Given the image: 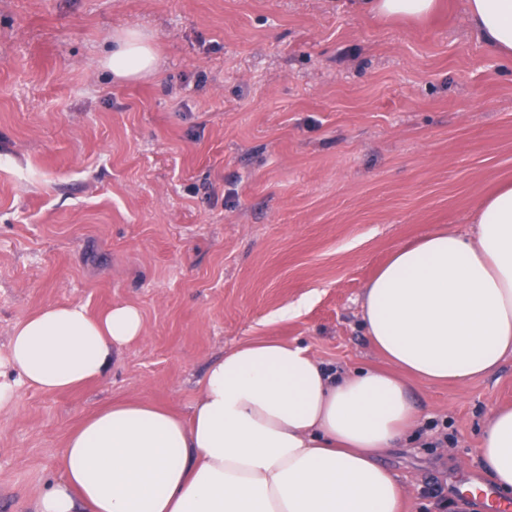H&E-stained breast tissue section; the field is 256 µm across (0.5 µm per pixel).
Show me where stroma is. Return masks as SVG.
<instances>
[{"label": "stroma", "mask_w": 512, "mask_h": 512, "mask_svg": "<svg viewBox=\"0 0 512 512\" xmlns=\"http://www.w3.org/2000/svg\"><path fill=\"white\" fill-rule=\"evenodd\" d=\"M129 30L159 69L117 82L101 60ZM505 182L512 60L464 0L420 21L357 0H0V351L48 304L130 303L145 324L104 379L22 388L0 411V512H33L86 415L142 400L189 416L209 362L240 344L385 367L366 282L410 241L470 233ZM408 384L448 441L383 462L402 512H451L439 500L487 479L480 430L512 405V356L464 385Z\"/></svg>", "instance_id": "obj_1"}]
</instances>
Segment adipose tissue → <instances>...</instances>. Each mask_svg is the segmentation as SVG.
<instances>
[{
	"label": "adipose tissue",
	"mask_w": 512,
	"mask_h": 512,
	"mask_svg": "<svg viewBox=\"0 0 512 512\" xmlns=\"http://www.w3.org/2000/svg\"><path fill=\"white\" fill-rule=\"evenodd\" d=\"M467 18L512 58V0H467ZM102 64L118 80L152 76L148 35L113 37ZM472 234L439 230L397 250L367 283L369 343L392 372L343 373L306 348L249 342L212 361L189 418L137 401L88 415L67 436L60 478L35 512H401L404 487L379 459L420 408L403 374L426 382L493 375L512 355V184L483 197ZM144 331L140 310L91 314L51 304L17 322L0 373V409L19 387L70 390L105 376L114 350ZM478 455L512 490V407H492Z\"/></svg>",
	"instance_id": "adipose-tissue-1"
}]
</instances>
